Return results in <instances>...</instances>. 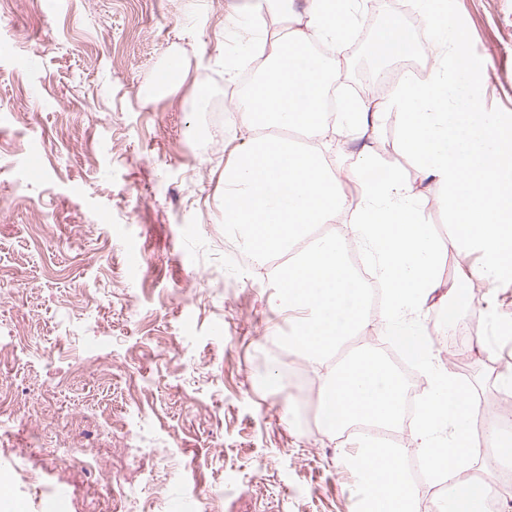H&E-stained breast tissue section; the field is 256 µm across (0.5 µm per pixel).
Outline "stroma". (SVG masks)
<instances>
[{
  "instance_id": "stroma-1",
  "label": "stroma",
  "mask_w": 512,
  "mask_h": 512,
  "mask_svg": "<svg viewBox=\"0 0 512 512\" xmlns=\"http://www.w3.org/2000/svg\"><path fill=\"white\" fill-rule=\"evenodd\" d=\"M0 19V384L16 394L0 429V495L42 512H129L121 462L133 407L169 457L149 483L199 512H356L342 444L309 428L324 369L281 347L294 323L269 304L270 278L226 265L224 166L251 132L210 122L240 83L219 69L254 0H11ZM483 61L482 102L512 113V0H456ZM39 57V68L29 66ZM177 63L173 81L164 72ZM384 117L359 141L327 131L323 158L350 168L394 137ZM421 211L442 239L435 183L402 151ZM512 283L474 290L464 378L492 412L512 369ZM54 351L55 358L43 355ZM87 365L71 374L73 363ZM74 447L57 460L61 441Z\"/></svg>"
}]
</instances>
